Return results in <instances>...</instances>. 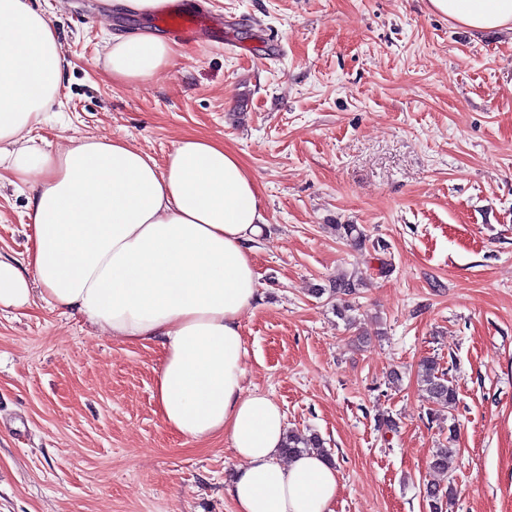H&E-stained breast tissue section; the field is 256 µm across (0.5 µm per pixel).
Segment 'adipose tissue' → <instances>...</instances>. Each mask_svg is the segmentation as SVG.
<instances>
[{"instance_id":"obj_1","label":"adipose tissue","mask_w":512,"mask_h":512,"mask_svg":"<svg viewBox=\"0 0 512 512\" xmlns=\"http://www.w3.org/2000/svg\"><path fill=\"white\" fill-rule=\"evenodd\" d=\"M473 30L512 29V0H429ZM171 43L139 31L113 36L116 82L150 77ZM63 75L49 20L27 0H0V166L13 183L37 174L25 267L0 259V307L42 300L128 344H158L159 414L190 439L228 437L240 465L226 492L233 512H333L334 466L284 458V414L244 394L240 317L258 300L253 248L260 192L241 159L200 135L165 163L119 140L85 137L63 151L31 145Z\"/></svg>"}]
</instances>
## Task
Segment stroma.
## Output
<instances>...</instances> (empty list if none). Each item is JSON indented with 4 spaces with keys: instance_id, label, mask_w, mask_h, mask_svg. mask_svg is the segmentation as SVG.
Returning a JSON list of instances; mask_svg holds the SVG:
<instances>
[{
    "instance_id": "35a3bbf8",
    "label": "stroma",
    "mask_w": 512,
    "mask_h": 512,
    "mask_svg": "<svg viewBox=\"0 0 512 512\" xmlns=\"http://www.w3.org/2000/svg\"><path fill=\"white\" fill-rule=\"evenodd\" d=\"M29 3L66 61L36 146L118 139L161 163L201 135L255 178L243 391L324 439L334 512H429L430 483L454 486L452 512H512V31L469 30L428 0H200L223 14V42L168 31V64L116 83L107 40L152 18ZM40 182L0 185V257L20 267ZM351 273L365 281L354 327L311 293ZM426 357L458 388L435 420ZM160 360L52 304L0 308V512H232L239 461L228 439L165 426ZM439 448L444 473L429 468Z\"/></svg>"
}]
</instances>
